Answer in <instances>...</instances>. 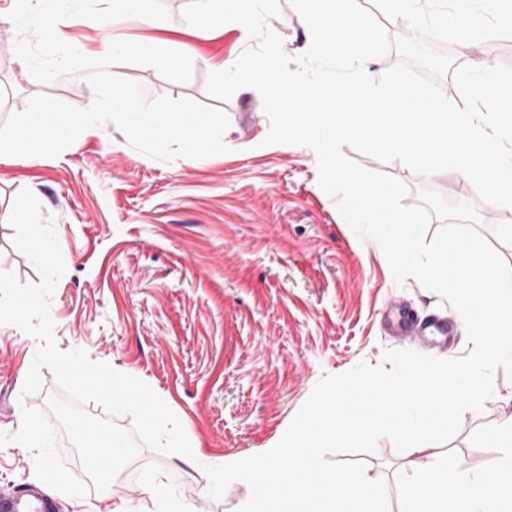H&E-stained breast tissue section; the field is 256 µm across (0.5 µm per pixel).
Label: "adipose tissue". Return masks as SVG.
I'll use <instances>...</instances> for the list:
<instances>
[{"label":"adipose tissue","mask_w":512,"mask_h":512,"mask_svg":"<svg viewBox=\"0 0 512 512\" xmlns=\"http://www.w3.org/2000/svg\"><path fill=\"white\" fill-rule=\"evenodd\" d=\"M505 449L491 484L472 478L456 456L440 457L425 477L404 480L400 512H512V420L488 434Z\"/></svg>","instance_id":"ef3b65f1"}]
</instances>
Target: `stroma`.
Listing matches in <instances>:
<instances>
[{"instance_id":"stroma-1","label":"stroma","mask_w":512,"mask_h":512,"mask_svg":"<svg viewBox=\"0 0 512 512\" xmlns=\"http://www.w3.org/2000/svg\"><path fill=\"white\" fill-rule=\"evenodd\" d=\"M189 0H163L162 27L126 28L129 39L150 46L190 44L193 76L185 84L154 69L112 66L111 74L139 82L148 97L187 98L221 109L229 119L226 153L180 157L166 163L130 146L114 124L84 130L56 157L0 159V271L23 283L40 274L15 246L8 218L13 200L31 190L43 217L53 218L65 274L51 299L59 351L84 350L96 362L146 383L180 421L192 457L141 448L138 458L103 491L57 493L62 512H158L144 492L161 479L188 512H237L250 496L241 480L221 498L208 493L205 467L225 456L253 452L295 417L323 375L358 363L382 364L389 350L408 349L440 359L470 355L468 338L450 350L400 339L382 327L385 304L397 300L419 316L449 305L413 277L396 284L379 243L359 238L340 215L338 196L319 186L315 152L306 146L265 144L270 121L260 95L249 88L230 99L206 91L209 62L233 66L253 39L238 29L203 30L183 17ZM10 0H0V124L44 94L76 108L94 92L85 79L65 74L49 84L22 75L13 52ZM359 166L405 183V206L419 205L428 188L452 202L477 204L478 229L512 266V233L503 208L480 203L458 172L427 177L404 163H382L345 148ZM38 343L13 324H0V432L13 434L22 407L42 409L57 393L53 372L42 368L41 392L21 391ZM494 393L482 409L465 411L445 442L396 452L380 440L371 453H335V462H358L371 480L386 485L388 512H398L402 478L428 474L446 453L472 473L493 479L503 457L486 433L512 417V377L493 373ZM35 453L17 442L0 447V490L37 483Z\"/></svg>"}]
</instances>
